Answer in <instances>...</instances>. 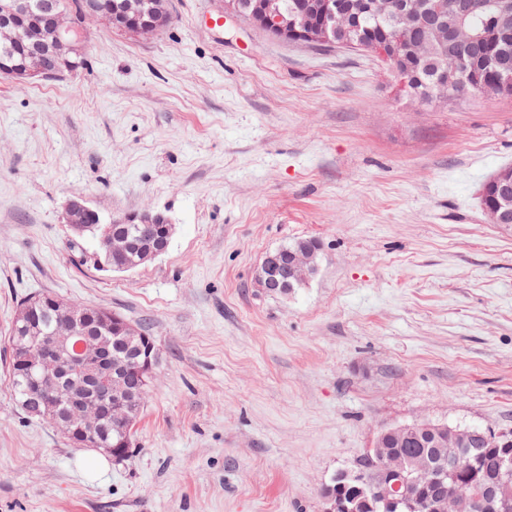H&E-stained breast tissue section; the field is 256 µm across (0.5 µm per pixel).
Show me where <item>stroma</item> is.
Masks as SVG:
<instances>
[{
	"label": "stroma",
	"mask_w": 512,
	"mask_h": 512,
	"mask_svg": "<svg viewBox=\"0 0 512 512\" xmlns=\"http://www.w3.org/2000/svg\"><path fill=\"white\" fill-rule=\"evenodd\" d=\"M169 3L150 38L89 23L80 72L0 78V352L42 293L159 352L133 456L96 475L0 356V512H324L385 428L512 430V225L479 203L512 166V99L426 106L370 55ZM75 196L165 213L168 251L99 269L63 220ZM309 238L314 278L264 293L265 253Z\"/></svg>",
	"instance_id": "obj_1"
}]
</instances>
